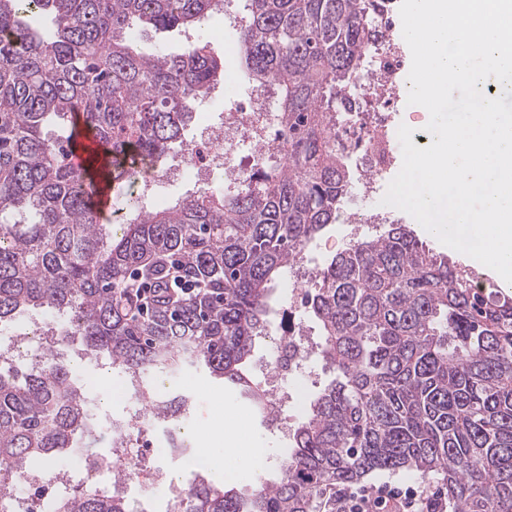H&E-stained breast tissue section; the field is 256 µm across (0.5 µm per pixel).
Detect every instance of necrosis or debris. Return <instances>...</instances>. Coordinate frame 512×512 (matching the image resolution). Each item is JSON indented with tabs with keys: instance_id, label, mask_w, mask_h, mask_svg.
<instances>
[{
	"instance_id": "4bbe7bcc",
	"label": "necrosis or debris",
	"mask_w": 512,
	"mask_h": 512,
	"mask_svg": "<svg viewBox=\"0 0 512 512\" xmlns=\"http://www.w3.org/2000/svg\"><path fill=\"white\" fill-rule=\"evenodd\" d=\"M405 52L398 43L380 51L379 68L386 72L385 80H362L357 88L362 92V109L352 113L347 125L348 133L359 137L391 140L397 135L398 127L392 122L393 112L406 93L400 87L396 76L404 67ZM279 126L276 112L267 92L252 87L249 96L239 111L230 113L220 132L203 131L192 140L186 151L184 165L175 173L180 177L222 175L225 186L231 187L249 175L264 157L276 153L278 142L275 133ZM56 317L36 316L11 334L8 344L0 345V359L25 360L32 366H43L42 354H27L30 344L42 347L48 341L47 331L56 324ZM277 353L274 359L263 362L258 370L263 378V403L258 410L262 420L280 431L288 426L279 414L281 404L297 406L305 398V381L317 374L319 357L314 345L302 333L299 323L289 322L280 327L276 341ZM120 392L129 410L122 416H109L95 411L91 419L94 425L106 426L112 433L111 456H93L82 446H75L59 461L56 467L42 464L29 465L20 486L9 489L14 502L13 512H32L34 504L59 502L62 497V477L79 474L85 477L102 476L122 467L124 477L108 482L106 489L120 495H129L131 489L148 488L149 493L134 499V512H174L184 495V490L173 475L170 464L173 461L194 456L195 448L190 441L180 440L172 432L171 419L164 414L146 417L147 403L164 402L168 392L149 388L139 375L123 374ZM150 419L155 432L154 444L164 452L166 466H147L143 458L135 453L143 419ZM61 472V479H53L51 471Z\"/></svg>"
}]
</instances>
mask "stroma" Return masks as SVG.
<instances>
[{
  "instance_id": "stroma-1",
  "label": "stroma",
  "mask_w": 512,
  "mask_h": 512,
  "mask_svg": "<svg viewBox=\"0 0 512 512\" xmlns=\"http://www.w3.org/2000/svg\"><path fill=\"white\" fill-rule=\"evenodd\" d=\"M202 36L204 40L210 41L212 53L223 59L225 72L241 74L242 80L238 83H218L208 97L195 104L192 118L185 129L189 136L202 125L219 124L224 113L239 109L242 98L251 88L249 79L243 76L245 68L239 54L231 50L237 41V34L225 29L223 17L210 19L202 30ZM85 379L95 397H106L107 411L120 413L125 410L126 401L116 394L121 379L120 368L109 364L99 368L90 365L86 368ZM144 382L150 387L165 384L172 393L202 391L210 406L189 417L187 423L198 432L196 441L202 457L226 462L230 472L224 481L226 487L248 494L257 487V475L268 478L275 474L287 441L276 429L265 426L260 420L249 418V403L235 389L192 368L153 371L145 376ZM227 428L234 429L239 448L238 455L230 461L224 458L223 431ZM259 448L265 449V459L257 458L255 451Z\"/></svg>"
}]
</instances>
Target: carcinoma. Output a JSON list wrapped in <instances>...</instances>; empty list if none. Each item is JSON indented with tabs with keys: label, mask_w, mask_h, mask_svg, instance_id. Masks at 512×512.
Wrapping results in <instances>:
<instances>
[{
	"label": "carcinoma",
	"mask_w": 512,
	"mask_h": 512,
	"mask_svg": "<svg viewBox=\"0 0 512 512\" xmlns=\"http://www.w3.org/2000/svg\"><path fill=\"white\" fill-rule=\"evenodd\" d=\"M238 50L276 96L285 162L224 191L140 215L121 236L87 205L73 115L108 158L113 191L182 142L224 62L197 40L143 54L137 25L199 29L224 0H0V324L52 311L93 358L139 374L203 367L246 391L274 283L336 223L354 182L336 122L359 108L383 0H245ZM49 15L40 33L29 19ZM67 130L63 139L52 127ZM197 292L166 291L174 267ZM154 292L138 313L137 289ZM306 312L332 378L248 495L199 480L180 512H331L336 490L382 473L441 475L453 512H512V296L426 249L407 224L352 241L313 275ZM0 367V485L93 435L71 367ZM58 512H131L83 491Z\"/></svg>",
	"instance_id": "obj_1"
}]
</instances>
